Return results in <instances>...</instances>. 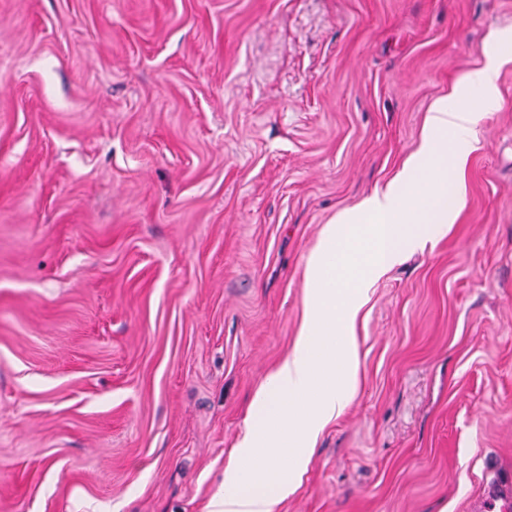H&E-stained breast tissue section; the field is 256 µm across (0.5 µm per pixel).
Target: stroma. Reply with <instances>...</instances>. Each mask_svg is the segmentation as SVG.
I'll return each mask as SVG.
<instances>
[{"label": "stroma", "instance_id": "obj_1", "mask_svg": "<svg viewBox=\"0 0 512 512\" xmlns=\"http://www.w3.org/2000/svg\"><path fill=\"white\" fill-rule=\"evenodd\" d=\"M508 26L512 0H0V512H207L324 226ZM499 88L276 512L512 481V59Z\"/></svg>", "mask_w": 512, "mask_h": 512}]
</instances>
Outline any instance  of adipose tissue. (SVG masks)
<instances>
[{
  "label": "adipose tissue",
  "instance_id": "ef3b65f1",
  "mask_svg": "<svg viewBox=\"0 0 512 512\" xmlns=\"http://www.w3.org/2000/svg\"><path fill=\"white\" fill-rule=\"evenodd\" d=\"M501 57L466 71L428 111L402 170L326 225L307 261L305 313L292 350L255 393L210 512H274L315 453L317 438L356 390L354 327L373 282L423 243L426 224H451L448 190L473 147L476 107L499 98Z\"/></svg>",
  "mask_w": 512,
  "mask_h": 512
}]
</instances>
